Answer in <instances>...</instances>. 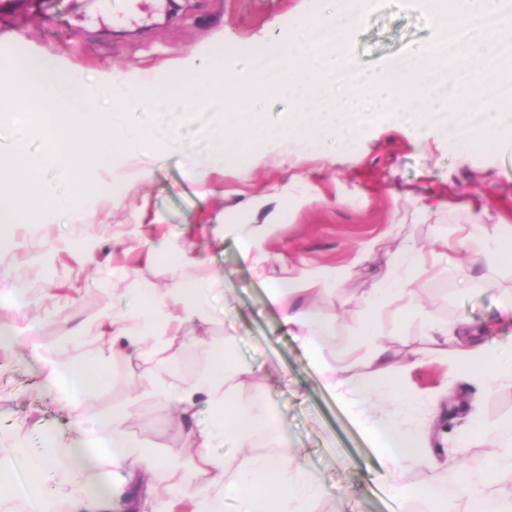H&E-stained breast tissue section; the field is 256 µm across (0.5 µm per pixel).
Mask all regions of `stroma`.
I'll return each mask as SVG.
<instances>
[{
	"label": "stroma",
	"instance_id": "obj_1",
	"mask_svg": "<svg viewBox=\"0 0 512 512\" xmlns=\"http://www.w3.org/2000/svg\"><path fill=\"white\" fill-rule=\"evenodd\" d=\"M176 3L173 14L152 0H140L134 13L128 0H7L0 8V57L15 56L21 46L48 52L88 90L109 69L147 79L162 97L176 78L169 62L202 50L216 33L230 39L224 49L230 56L274 47L310 12L335 17L333 0ZM426 13L421 0H373L346 31L344 45L361 71H376L434 41ZM364 108L372 119L351 145L290 140L260 156L244 152L223 171L198 175L190 173L183 147L165 148L146 164L116 160L92 169L93 182L115 185V192L27 221L19 247L0 252V277L32 298L21 308L0 299V322L19 333L14 350L0 352V446L40 447L49 436L62 446L74 433L76 418L46 394L33 350L51 361L69 360L77 331L131 311L135 289L164 292L205 268L224 278L222 289L209 297L208 320L188 326L145 359L107 356L106 381L85 396L84 408L108 415L136 397L127 422L133 441L162 462L184 455L187 432L209 427L211 417L202 410L182 418L160 403L152 386L161 380L192 384L209 371L213 351L227 344L238 363L253 369L251 376L228 382L230 394L262 404L290 439L286 448L274 436L260 440L254 454L300 455L321 486L312 512H403V500L386 488L373 439L282 326L267 281L256 279L241 260L238 236L219 230L223 224L275 222L288 231L264 244L271 257L267 280L308 271L332 286L311 308L335 325L323 348L331 363L359 334L362 298L389 256L410 242L428 250L448 240L420 277V308L399 324L383 323L381 331L393 358L408 366L401 378L406 394L456 402L443 411L442 435L430 434L425 416L414 418L431 447L451 448L473 405L480 408L484 430L446 467H422L409 479L425 488L444 479L454 483L460 466L477 468L512 451V382L476 381L435 353L427 338L430 325L462 321L491 339L512 337V266L465 267L456 244L460 225L488 227L503 217L512 222V145L473 147L448 140L439 127L397 121L372 102ZM425 196L437 205L424 215ZM130 224L148 241L163 236L177 244L195 242L201 266L148 260L145 250L125 244Z\"/></svg>",
	"mask_w": 512,
	"mask_h": 512
}]
</instances>
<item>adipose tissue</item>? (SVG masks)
<instances>
[{"instance_id": "adipose-tissue-1", "label": "adipose tissue", "mask_w": 512, "mask_h": 512, "mask_svg": "<svg viewBox=\"0 0 512 512\" xmlns=\"http://www.w3.org/2000/svg\"><path fill=\"white\" fill-rule=\"evenodd\" d=\"M460 233L458 244L468 266L512 261L511 225L495 224L477 233L464 227ZM425 260L422 248L406 245L392 256L378 288L367 298L368 316L363 332L349 351L353 362L357 361L360 350L368 352L372 370L361 379L346 377V365H329L323 357V341L331 335L332 327L311 316L306 304L309 299L322 297L327 290L326 282L299 274L268 285L269 300L279 306L283 326L321 367L327 386L350 408L365 433L377 441L389 492L409 503L448 495L447 484L420 488L407 479L414 469L441 465L432 448L414 429L412 419L424 414L431 422H438L443 402L437 398L415 401L405 396L398 385L400 368L388 347L378 343L377 336L384 319L399 320L418 305V276ZM220 281L217 275L183 281L164 294L153 288L137 289L135 311L113 318L106 345L87 350L77 365L48 368V388L62 392L64 409L78 413L81 424L95 432V446L108 449L112 465L119 474L118 479L107 486L90 481L89 461L74 456L68 479L73 494L79 495V503L87 512H123L129 499L158 467L150 450L136 446L125 430L135 410L134 401L113 407L108 415L81 409L83 395L105 380L106 351L124 349L130 355L142 357L163 348L185 325L206 318V295ZM429 340L464 371L475 373L486 384L512 381V341L490 343L478 329L466 323L452 329L431 326ZM246 372V367L220 349L214 352L211 373L203 382L178 388L162 382L156 385V395L181 416L194 417L196 408L201 405L207 406L212 414L210 429L192 430L186 436V447L197 449V456L185 462L169 461L172 482L168 490L181 492L188 471L204 469L212 472L213 486L207 491L194 492L192 512H224V494L228 491L246 501L245 512H309L321 488L298 462L246 452L230 464L206 452L214 437L224 433L252 442L275 430L271 417L254 414L250 404L234 399L227 390L228 379ZM382 401L392 406L384 416L375 412ZM38 457L37 449L26 446L0 448V512H5L8 503L15 499L25 500L29 512H50L51 490L57 478L39 465ZM503 466V461L495 458L486 468L461 470L458 487L468 512H512V498L497 500L490 492V474Z\"/></svg>"}]
</instances>
